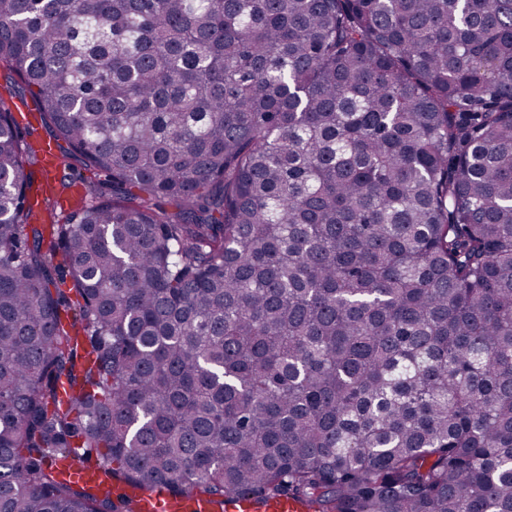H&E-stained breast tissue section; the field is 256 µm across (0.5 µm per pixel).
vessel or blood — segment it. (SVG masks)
Returning <instances> with one entry per match:
<instances>
[{"mask_svg": "<svg viewBox=\"0 0 512 512\" xmlns=\"http://www.w3.org/2000/svg\"><path fill=\"white\" fill-rule=\"evenodd\" d=\"M141 512H313L308 502L288 497L259 502L248 496H232L216 502L204 496L170 498L155 489L140 502Z\"/></svg>", "mask_w": 512, "mask_h": 512, "instance_id": "vessel-or-blood-1", "label": "vessel or blood"}]
</instances>
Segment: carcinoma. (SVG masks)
<instances>
[{"label": "carcinoma", "instance_id": "1", "mask_svg": "<svg viewBox=\"0 0 512 512\" xmlns=\"http://www.w3.org/2000/svg\"><path fill=\"white\" fill-rule=\"evenodd\" d=\"M0 63L95 195L29 223L0 99V512H512V0H0ZM141 512H314L308 502L288 497L258 502L248 496L224 497L223 502L210 501L204 496L170 498L160 488L140 501Z\"/></svg>", "mask_w": 512, "mask_h": 512}]
</instances>
